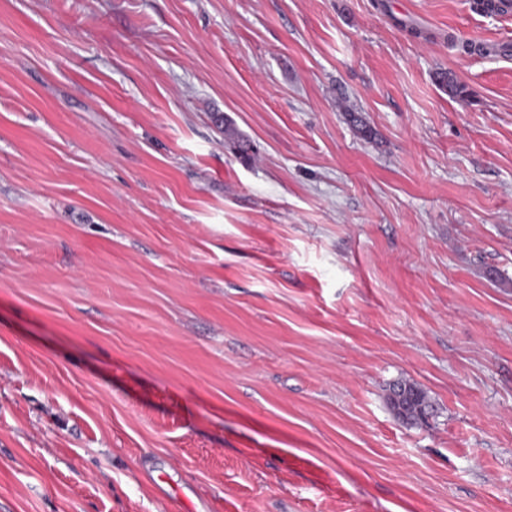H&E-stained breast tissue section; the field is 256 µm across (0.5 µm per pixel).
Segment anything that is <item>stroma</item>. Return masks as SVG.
<instances>
[{"mask_svg": "<svg viewBox=\"0 0 512 512\" xmlns=\"http://www.w3.org/2000/svg\"><path fill=\"white\" fill-rule=\"evenodd\" d=\"M0 512H512V16L0 0ZM405 390V396L399 398L398 389ZM389 404L396 416L408 424L416 425L426 419L429 401L426 393L410 383H400L392 388L388 397Z\"/></svg>", "mask_w": 512, "mask_h": 512, "instance_id": "stroma-1", "label": "stroma"}]
</instances>
